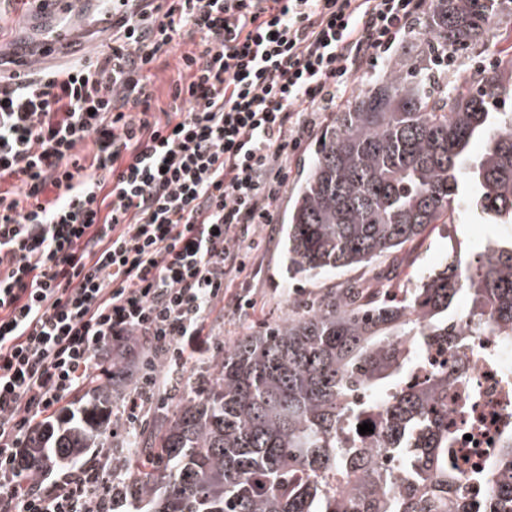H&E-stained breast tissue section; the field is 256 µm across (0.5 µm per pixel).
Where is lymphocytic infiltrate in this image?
<instances>
[{"mask_svg":"<svg viewBox=\"0 0 512 512\" xmlns=\"http://www.w3.org/2000/svg\"><path fill=\"white\" fill-rule=\"evenodd\" d=\"M112 36L68 66L0 72V512H107L98 455L53 490L20 450L104 353L146 358L136 422L184 370L314 116L378 61L425 0H121ZM187 80L157 114L145 70L183 36Z\"/></svg>","mask_w":512,"mask_h":512,"instance_id":"f902f5d3","label":"lymphocytic infiltrate"}]
</instances>
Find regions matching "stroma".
<instances>
[{
    "instance_id": "35a3bbf8",
    "label": "stroma",
    "mask_w": 512,
    "mask_h": 512,
    "mask_svg": "<svg viewBox=\"0 0 512 512\" xmlns=\"http://www.w3.org/2000/svg\"><path fill=\"white\" fill-rule=\"evenodd\" d=\"M55 21L54 15L25 7L19 0H0V44L14 46L19 40L20 27L43 29ZM509 50H512V13L506 12L496 18L489 35L472 51L463 56L449 53L448 66L453 69L470 64L487 68ZM333 118L330 112L316 115L312 138L306 140L301 152L288 163V180L277 204L275 222L262 232L263 243L252 253L248 274L232 286L233 293L252 299V308L238 311L229 308L210 320V338L205 351L191 355L183 376L175 380L165 398L148 403L146 419L171 414L191 389L206 387L213 361L220 359L234 340L260 327L287 320L297 306L311 304L327 290L345 287L356 280L385 283L395 288L411 287L422 275L445 261L449 250H456L467 262L475 259L478 243L512 234V229L503 224H475L466 219L455 224H436L425 237L406 244L380 265L350 268L315 279L288 280L282 267V226L303 166L313 158L314 138Z\"/></svg>"
}]
</instances>
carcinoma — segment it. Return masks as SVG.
<instances>
[{"label": "carcinoma", "mask_w": 512, "mask_h": 512, "mask_svg": "<svg viewBox=\"0 0 512 512\" xmlns=\"http://www.w3.org/2000/svg\"><path fill=\"white\" fill-rule=\"evenodd\" d=\"M502 0H428L426 47L369 78L321 132L285 233L290 279L367 267L461 211L512 224V55L448 85L439 50L480 43ZM482 143L475 161L468 147ZM466 308L457 309L460 299ZM512 340V238L456 257L397 295L350 285L237 339L217 379L139 436L112 512H512V432L467 477L448 459V371L409 381L427 348ZM112 369L39 425L21 452L33 481L112 447ZM380 428L359 445L358 425ZM486 488L477 505L463 480Z\"/></svg>", "instance_id": "cac0c4a2"}]
</instances>
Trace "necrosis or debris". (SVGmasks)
<instances>
[{
    "instance_id": "necrosis-or-debris-1",
    "label": "necrosis or debris",
    "mask_w": 512,
    "mask_h": 512,
    "mask_svg": "<svg viewBox=\"0 0 512 512\" xmlns=\"http://www.w3.org/2000/svg\"><path fill=\"white\" fill-rule=\"evenodd\" d=\"M469 363L464 385L448 386V423L455 430L451 453L462 472L484 466L501 434L512 428V343L489 334L465 339L457 350L429 349L427 366L438 369L452 365L458 357ZM477 397L469 415H460L461 390Z\"/></svg>"
}]
</instances>
